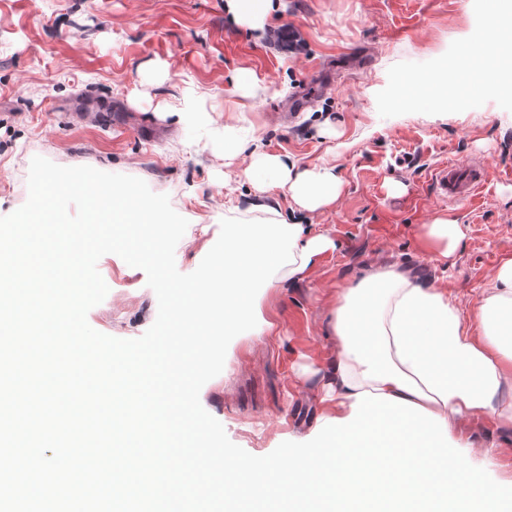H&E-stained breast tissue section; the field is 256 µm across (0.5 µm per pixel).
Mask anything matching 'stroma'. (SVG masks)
<instances>
[{
  "label": "stroma",
  "instance_id": "obj_1",
  "mask_svg": "<svg viewBox=\"0 0 512 512\" xmlns=\"http://www.w3.org/2000/svg\"><path fill=\"white\" fill-rule=\"evenodd\" d=\"M492 9L512 25V0H280L260 33L234 23L225 0H0V216L27 201L36 156L138 177L188 220L175 261L189 273L222 219L263 220L271 209L291 218L285 188L257 194L241 161L225 165V140H259L301 169L335 167L336 202L308 217L310 234L328 235L333 249L304 278L263 290L261 321L231 341L200 392L253 455L309 441L339 288L398 261L447 286L469 321L512 255V97L469 93L462 66ZM285 25L297 48L279 45ZM242 70L253 76L248 96L235 89ZM420 72L455 76L459 97L447 104L411 89ZM179 102L196 106L194 122L167 113ZM451 163L486 170L473 200L438 194L434 174ZM439 215L462 231L446 257L421 244ZM97 268L109 291L89 325L141 337L158 312L146 273L114 254ZM455 454L497 480L499 464L512 463V431L466 422Z\"/></svg>",
  "mask_w": 512,
  "mask_h": 512
}]
</instances>
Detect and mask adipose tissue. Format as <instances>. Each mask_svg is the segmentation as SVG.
<instances>
[{"instance_id": "obj_1", "label": "adipose tissue", "mask_w": 512, "mask_h": 512, "mask_svg": "<svg viewBox=\"0 0 512 512\" xmlns=\"http://www.w3.org/2000/svg\"><path fill=\"white\" fill-rule=\"evenodd\" d=\"M476 88L512 96V57L489 56L472 44ZM245 175L259 191L285 187L292 205L313 212L338 197L341 181L327 167L293 171L277 156L254 151ZM332 245L305 237L302 223L228 224L224 262L214 278L224 293L213 304L225 324L258 315L255 291L303 278ZM468 325L445 286L423 282L397 263L369 267L338 290L327 325L335 354L322 369L325 395L319 453L275 469L264 493L316 507L317 512H512L503 490L512 469L493 483L450 457L463 421L486 416L512 429V257L498 265Z\"/></svg>"}]
</instances>
